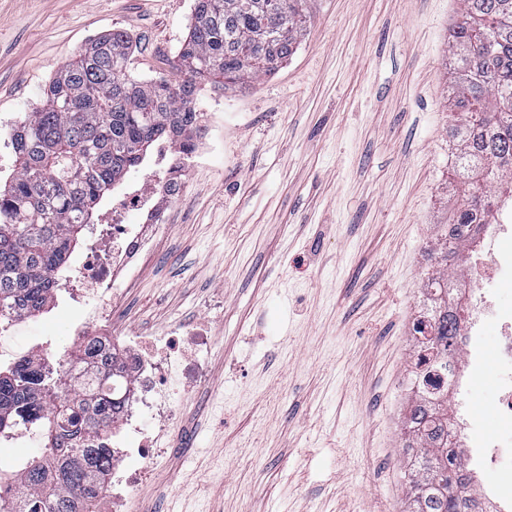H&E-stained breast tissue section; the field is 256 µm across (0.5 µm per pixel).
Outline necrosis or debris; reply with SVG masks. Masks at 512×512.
I'll return each mask as SVG.
<instances>
[{
    "mask_svg": "<svg viewBox=\"0 0 512 512\" xmlns=\"http://www.w3.org/2000/svg\"><path fill=\"white\" fill-rule=\"evenodd\" d=\"M177 181V158L168 149L151 180L131 184L105 212L101 224L91 228L95 247L76 274L81 285L78 304L90 309L80 336L111 344L112 310L124 297L116 284L134 275L152 233L151 225L129 223L128 217L151 213L159 186L172 189ZM471 249L481 253L483 260L454 283L471 300L469 323L452 340L450 371L436 368L433 353L419 346L412 350V363L424 381V394L451 403L457 435L448 448L449 460L457 462L463 454H476L492 474L489 482L479 484L461 475L458 490L475 500L481 512H512V437H480L479 416L461 400L465 380L491 373L497 381L501 420L512 425V308L499 304L501 296L512 294V212L504 213L501 223L478 225ZM490 321L495 322L498 334L491 357L484 358L476 355L472 341L474 333ZM210 344V336L200 329L176 328L166 336L128 338L120 355L126 371L125 403L112 425L113 436L122 438L124 445L112 451L111 478L98 503L100 512H130L133 488L149 476L153 462L167 451L164 436L177 417L169 393L204 381Z\"/></svg>",
    "mask_w": 512,
    "mask_h": 512,
    "instance_id": "necrosis-or-debris-1",
    "label": "necrosis or debris"
}]
</instances>
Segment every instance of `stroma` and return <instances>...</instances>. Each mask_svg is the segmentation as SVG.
<instances>
[{
    "label": "stroma",
    "mask_w": 512,
    "mask_h": 512,
    "mask_svg": "<svg viewBox=\"0 0 512 512\" xmlns=\"http://www.w3.org/2000/svg\"><path fill=\"white\" fill-rule=\"evenodd\" d=\"M296 52L220 103L158 195L160 227L116 336L205 325L203 383L174 397L169 452L136 512H406L403 428L431 246L456 200L448 29L458 0H306ZM193 0H0V175L13 125L94 36L132 40L141 80L176 78ZM81 310L59 293L9 334L14 355L63 350ZM468 400L497 434L494 383Z\"/></svg>",
    "instance_id": "1"
}]
</instances>
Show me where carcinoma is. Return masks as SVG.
Segmentation results:
<instances>
[{
    "label": "carcinoma",
    "instance_id": "obj_1",
    "mask_svg": "<svg viewBox=\"0 0 512 512\" xmlns=\"http://www.w3.org/2000/svg\"><path fill=\"white\" fill-rule=\"evenodd\" d=\"M448 44L454 81L450 130L459 176L457 201L433 247L448 290L477 212L500 199L499 175L512 170V0H459ZM305 0H194L179 53V79L150 82L129 72L128 34L112 29L86 43L57 71L41 107L17 122L15 166L0 185V330L47 311L65 280V263L106 194L158 141L173 145L179 165L196 150L197 84L227 86L273 74L303 35ZM428 346L446 355L458 320L433 319ZM84 355L93 377L70 384L61 358L37 368L30 356L0 367V433L29 425L41 454L15 468L0 465V505L7 512H85L102 493L110 449L88 445L112 426L124 401L104 390L117 376L112 353L92 341ZM407 449L420 457L410 472V512H476L458 495L448 466V405L415 404L406 421Z\"/></svg>",
    "mask_w": 512,
    "mask_h": 512
}]
</instances>
